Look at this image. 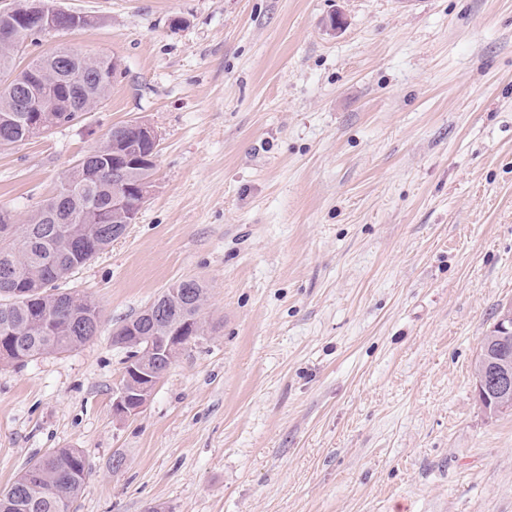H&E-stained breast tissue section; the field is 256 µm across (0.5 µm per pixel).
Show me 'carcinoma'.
I'll return each instance as SVG.
<instances>
[{
	"instance_id": "carcinoma-1",
	"label": "carcinoma",
	"mask_w": 512,
	"mask_h": 512,
	"mask_svg": "<svg viewBox=\"0 0 512 512\" xmlns=\"http://www.w3.org/2000/svg\"><path fill=\"white\" fill-rule=\"evenodd\" d=\"M73 52L60 46L27 65L42 73L58 101L57 127L75 121L88 100L107 98L116 74L110 57L91 56L79 82H73L68 69ZM14 108V90L0 81V140L21 144L27 140V119ZM121 152L143 161L127 171V183L154 182L153 144L127 124L112 128L105 149L94 151L87 163L112 161ZM112 191L110 170L78 192L63 183L56 195L36 205L27 223L16 225L11 238H0V268L12 270L10 279L0 278V346L9 351L1 363L19 367L44 355L73 351L96 336L101 321L98 306L61 283L126 232L128 216L112 212ZM205 298L200 281L177 282L131 320L133 328L120 326L117 336L151 339L152 351L144 366L165 372L173 355L162 338L187 323L183 346L196 343L205 332ZM89 476V464L79 449L55 450L29 463L0 491V512H71Z\"/></svg>"
}]
</instances>
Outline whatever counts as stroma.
<instances>
[{"instance_id": "obj_1", "label": "stroma", "mask_w": 512, "mask_h": 512, "mask_svg": "<svg viewBox=\"0 0 512 512\" xmlns=\"http://www.w3.org/2000/svg\"><path fill=\"white\" fill-rule=\"evenodd\" d=\"M55 3L92 25L26 59L119 69L0 151V209L25 222L129 121L157 133L155 190L65 282L98 335L0 365V489L77 448L74 512H512V411L474 393L512 303V0ZM187 278L205 336L116 417L113 329Z\"/></svg>"}]
</instances>
